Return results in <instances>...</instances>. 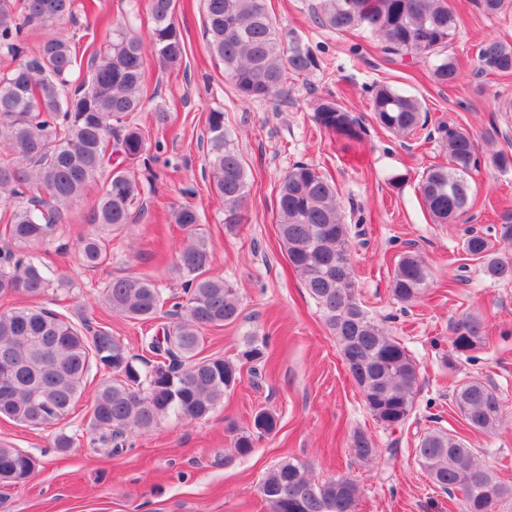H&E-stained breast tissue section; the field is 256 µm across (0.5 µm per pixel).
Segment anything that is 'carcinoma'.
I'll use <instances>...</instances> for the list:
<instances>
[{"instance_id":"1","label":"carcinoma","mask_w":512,"mask_h":512,"mask_svg":"<svg viewBox=\"0 0 512 512\" xmlns=\"http://www.w3.org/2000/svg\"><path fill=\"white\" fill-rule=\"evenodd\" d=\"M488 15L512 7V0H475ZM208 47L224 64V77L244 102L283 93L288 75H307L320 67L316 52L298 40L283 41L268 0H203ZM152 19L149 45L130 33L135 11L112 25L102 49L79 50L56 24L85 5L77 0H0V52L12 66L0 72V295L35 298L53 285L49 267L38 251L55 240L64 209L78 200L89 181L106 174L101 196L88 222L97 232L82 239V265L95 270L110 259L112 235L133 221L141 200L134 166L145 162L141 130L130 124L146 108L145 67L153 57L162 68L183 62L185 43L176 22L177 0H148ZM313 22L334 32L364 30L381 43L394 61H432L435 83L452 85L460 76L447 53L459 25L452 0H317ZM45 31L38 48L27 50L28 33ZM475 71L512 74V43L486 37L475 58ZM377 123L404 138L425 124L420 100L398 88L379 85L371 98ZM316 124L329 134L361 142L357 117L332 99L314 112ZM208 168L213 190L224 203V224L233 231L244 220L250 189L245 161L229 146L224 112L207 116ZM438 142L448 161L427 167L418 177V201L435 224H462L473 194L468 180L481 164L504 170L512 155L483 153L464 127L442 123ZM112 149H107L109 141ZM278 232L288 262L315 301L335 337L344 365L358 386L373 419L390 429L409 419L419 386V368L410 351L364 308L355 278L349 225L336 184L316 168L296 162L281 177L277 197ZM173 221L185 231L174 274L182 296L166 312L162 334L147 336L152 360L138 361L112 330L92 325L80 315L33 304L0 311V416L34 429L66 419L86 388L92 364L109 373L97 387L88 430L91 443L110 454L124 449L125 432L148 431L173 416L197 420L208 416L240 381L241 367L267 360V342L245 343L237 359L202 357V330L236 322L241 299L234 286L213 273L214 249L199 228L200 216L189 205L178 207ZM463 249L480 261L490 282L512 280V256L500 252L491 237L468 226ZM428 269L415 251L400 255L390 280L396 302L419 301L428 285ZM112 312L142 322L158 318L163 289L143 277H114L104 291ZM465 330L470 340L457 339ZM448 367L484 342L478 317L468 314L453 325ZM453 401L465 423L481 433L493 432L503 419L497 390L478 378L459 382ZM276 416L260 411L251 430L236 435L240 456L255 441L272 434ZM351 457L362 464L378 450L364 432L353 435ZM420 467L439 488L459 494L460 512H498L512 499V486L500 482L467 448L442 429L426 432L415 450ZM36 460L17 448L0 446V484H19L34 473ZM260 495L270 512H355L358 487L339 477L319 482L297 459L280 461L262 481Z\"/></svg>"}]
</instances>
